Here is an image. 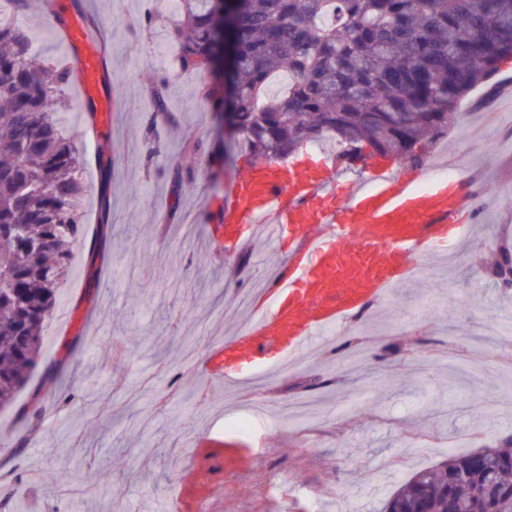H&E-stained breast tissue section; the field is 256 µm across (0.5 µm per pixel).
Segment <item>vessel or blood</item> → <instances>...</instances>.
<instances>
[{
	"label": "vessel or blood",
	"instance_id": "1",
	"mask_svg": "<svg viewBox=\"0 0 512 512\" xmlns=\"http://www.w3.org/2000/svg\"><path fill=\"white\" fill-rule=\"evenodd\" d=\"M47 15L67 12L65 67L82 111L110 123L116 93L102 54V33L67 0H42ZM214 213L219 224H268L288 241V260L277 270V312L260 317L248 334L283 336L287 351L304 346L340 323L366 299L385 296L411 275L414 260L459 235L467 209L455 188L420 191L387 165L349 181L336 194L332 172L268 162L224 187Z\"/></svg>",
	"mask_w": 512,
	"mask_h": 512
}]
</instances>
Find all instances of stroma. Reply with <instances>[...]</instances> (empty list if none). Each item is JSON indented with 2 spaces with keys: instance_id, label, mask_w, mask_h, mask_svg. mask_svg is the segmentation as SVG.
Wrapping results in <instances>:
<instances>
[{
  "instance_id": "obj_1",
  "label": "stroma",
  "mask_w": 512,
  "mask_h": 512,
  "mask_svg": "<svg viewBox=\"0 0 512 512\" xmlns=\"http://www.w3.org/2000/svg\"><path fill=\"white\" fill-rule=\"evenodd\" d=\"M107 29L106 56L118 80L111 134L96 133L72 110L68 133L84 148V236L76 271L61 288L70 317L50 318L44 366L60 364L57 400L39 437L18 448L14 410L0 412V457L13 462L12 491L27 512H380L392 487L440 461L512 436V290L499 287L480 248L512 246V154L497 139L512 130V67H499L461 104L494 114L479 127L453 124L429 156L463 153L477 210L456 239L451 268L429 262L389 301H372L361 336L365 352L342 370L346 336L324 337L288 373L265 380L259 397L240 389L224 401L230 371L246 376L279 360L280 339L251 336L257 315H272L276 290L243 311L237 298L273 273V244L242 225L213 242L206 204L247 168L228 159L224 126L197 90L224 95V74L187 71L167 0H83ZM152 24H144L145 16ZM33 50L63 62L57 19L30 20ZM163 79L166 109L155 111L151 83ZM202 143L195 184L170 193L172 160L183 142ZM223 344L222 373L209 369ZM316 404L320 416L298 434L286 403ZM260 404L258 431L233 433L232 420ZM282 482L279 496L266 494Z\"/></svg>"
}]
</instances>
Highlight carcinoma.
Here are the masks:
<instances>
[{
  "instance_id": "1",
  "label": "carcinoma",
  "mask_w": 512,
  "mask_h": 512,
  "mask_svg": "<svg viewBox=\"0 0 512 512\" xmlns=\"http://www.w3.org/2000/svg\"><path fill=\"white\" fill-rule=\"evenodd\" d=\"M182 66L225 62L220 112L249 162L290 157L307 143L338 146L335 161L382 157L422 165L448 135L460 101L512 58V0H175ZM234 19L224 55L220 12ZM288 80L276 94L271 82ZM71 82L33 52L27 31L0 22V409L13 408L30 440L57 374L18 402L44 352V324L73 272L80 237L84 155L65 134L57 89ZM193 181L173 167L179 201ZM499 286L512 288V250L496 254ZM450 453L396 485L382 512H512V442Z\"/></svg>"
}]
</instances>
